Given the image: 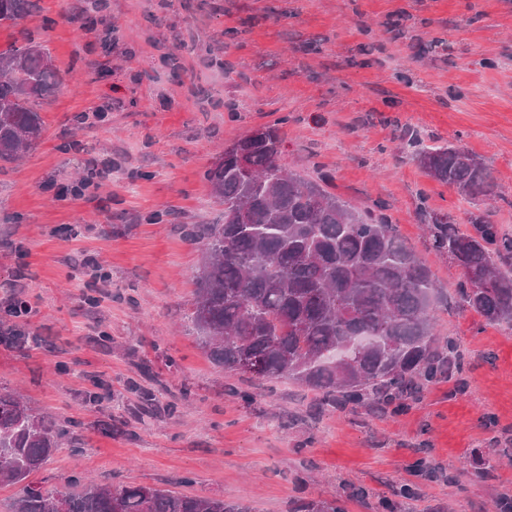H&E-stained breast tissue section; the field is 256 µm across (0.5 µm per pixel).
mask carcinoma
Segmentation results:
<instances>
[{"label": "carcinoma", "mask_w": 512, "mask_h": 512, "mask_svg": "<svg viewBox=\"0 0 512 512\" xmlns=\"http://www.w3.org/2000/svg\"><path fill=\"white\" fill-rule=\"evenodd\" d=\"M33 0H0V24L25 17ZM63 82L45 46L32 38L0 52V162L38 145L41 101ZM267 144L251 152L254 178L238 171L234 152L207 170L224 222L186 224L203 264L188 313L200 346L228 373L288 378L334 407L374 398L401 400L432 382L451 361L437 346L436 281L380 211H356L279 164L283 141L266 127ZM420 166L435 181L474 201L494 197L481 158L452 145L423 146ZM428 235L462 276L466 307L490 325L512 328V234L483 216L461 229L430 217ZM65 425L0 388V484L23 483L68 437ZM249 512L240 501L176 494L145 485L118 489L86 483L78 492L26 485L14 512ZM290 512H343L334 501L299 500Z\"/></svg>", "instance_id": "1"}]
</instances>
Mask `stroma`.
Returning <instances> with one entry per match:
<instances>
[{
	"instance_id": "1",
	"label": "stroma",
	"mask_w": 512,
	"mask_h": 512,
	"mask_svg": "<svg viewBox=\"0 0 512 512\" xmlns=\"http://www.w3.org/2000/svg\"><path fill=\"white\" fill-rule=\"evenodd\" d=\"M105 2L35 0L0 25L1 52L32 36L63 78L39 145L0 167V309L29 304L25 348L0 344V385L80 441L31 482L150 485L250 512L303 497L497 512L512 497V330L461 307L460 272L425 224L476 213L512 232V0ZM259 125L278 127L286 169L330 176L356 210L381 205L438 285L439 336L460 351L449 373L337 409L288 379L225 374L201 350L185 309L202 252L182 227L219 219L205 173ZM413 135L479 156L491 203L431 179ZM93 163L111 179L87 185Z\"/></svg>"
}]
</instances>
